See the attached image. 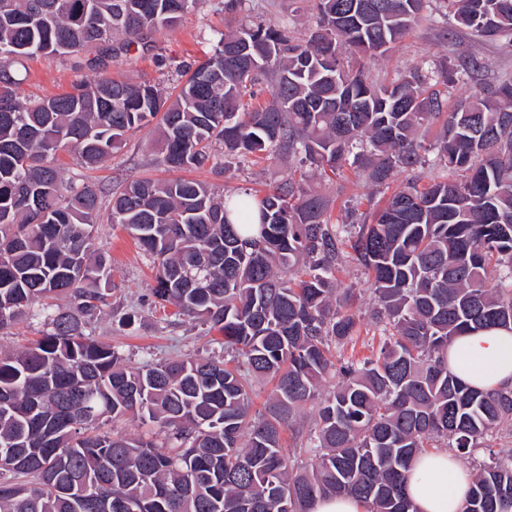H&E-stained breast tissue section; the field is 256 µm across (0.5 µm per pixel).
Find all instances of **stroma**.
Instances as JSON below:
<instances>
[{"instance_id": "obj_1", "label": "stroma", "mask_w": 512, "mask_h": 512, "mask_svg": "<svg viewBox=\"0 0 512 512\" xmlns=\"http://www.w3.org/2000/svg\"><path fill=\"white\" fill-rule=\"evenodd\" d=\"M253 3L262 18L275 24L287 21L296 36H307L313 26V14L305 0H253ZM239 21V16L217 9L215 0H200L177 25L148 33L150 50L114 51L108 61L107 74L130 83H158L165 91H172L175 67L205 60L213 53L221 33L237 26ZM467 56L476 57L481 70L476 81L454 88L448 99L449 107L453 108L478 89L480 83L492 81L502 72H512L511 44L481 42L452 23L426 20L411 29L387 57L372 62L371 69L378 79L389 81L423 61L445 57L455 61ZM87 59V54L83 53L77 56L36 54L15 60L11 70L17 80L19 99L29 102L70 92L78 85L92 82L97 73L89 68ZM157 151L158 129L151 124L130 134L118 153L101 167L81 168L65 151L58 152L56 163L64 178L94 182L108 195L127 179L165 177V170L153 163ZM426 159L425 166L411 172H397L380 188L349 168L330 182L309 175L305 187L333 199V219L339 224H350L355 220V211L363 212L370 204L381 203L408 180L415 179L423 184L430 178L444 176L445 171L437 164L434 153H427ZM298 169L295 156L279 154L243 168L228 165L220 175L206 167L192 171L191 176L227 195L245 187L266 191ZM94 230L112 255V278L118 285L111 298L112 306L120 312L133 313L135 322L126 327L112 323L110 316H102L90 326L93 337L111 343L131 367L175 356L223 355V337L217 331L151 306L148 295L154 283L152 266L126 229L102 219ZM337 278L342 286L357 290L353 310L360 318L361 329L355 351L358 355L369 356L379 344L371 323L374 307L371 278L350 260L340 267Z\"/></svg>"}]
</instances>
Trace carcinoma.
<instances>
[{
	"label": "carcinoma",
	"mask_w": 512,
	"mask_h": 512,
	"mask_svg": "<svg viewBox=\"0 0 512 512\" xmlns=\"http://www.w3.org/2000/svg\"><path fill=\"white\" fill-rule=\"evenodd\" d=\"M306 39L288 20L220 36L171 98L99 76L74 92L23 103L18 57L77 53L169 27L197 0H0V330L31 311L48 330L0 353V512H313L351 496L365 512H411L413 460L447 441L466 456L512 424V388L481 390L448 371V342L512 330V76L444 113L447 89L481 65L426 61L389 84L370 63L426 19L429 0H313ZM478 40L512 44V0H435ZM361 60L344 64L342 50ZM271 79V101L254 87ZM443 119L436 159L459 180L408 182L371 221L337 224L330 199L290 177L259 195L219 198L186 178L125 181L109 222L151 261V301L224 336V357L126 368L86 329L118 284L94 225L102 189L63 179L59 150L95 167L127 132L158 120L170 171L225 159L294 154L322 173L349 165L375 185L426 163L416 129ZM257 205L260 223L251 224ZM350 258L372 276L379 347L334 356L359 332ZM66 295L69 305L43 300ZM336 379L324 390L326 377ZM272 382L252 412L253 383ZM315 410L304 453L283 432ZM152 425L139 437L109 422ZM68 448L66 455L58 452ZM462 512H512V456L473 475Z\"/></svg>",
	"instance_id": "cac0c4a2"
}]
</instances>
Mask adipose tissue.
<instances>
[{
	"label": "adipose tissue",
	"instance_id": "adipose-tissue-1",
	"mask_svg": "<svg viewBox=\"0 0 512 512\" xmlns=\"http://www.w3.org/2000/svg\"><path fill=\"white\" fill-rule=\"evenodd\" d=\"M448 368L480 389L512 387V331L492 328L454 338L448 344ZM470 484L464 462L437 450L412 462L406 494L416 512H461Z\"/></svg>",
	"mask_w": 512,
	"mask_h": 512
}]
</instances>
